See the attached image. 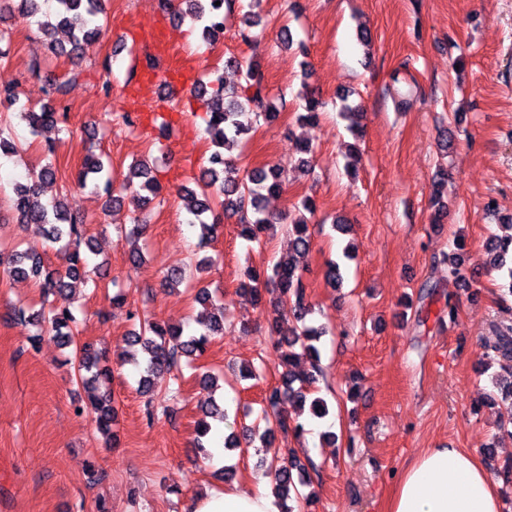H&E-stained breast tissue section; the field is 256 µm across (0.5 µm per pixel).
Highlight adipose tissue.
<instances>
[{"label": "adipose tissue", "mask_w": 512, "mask_h": 512, "mask_svg": "<svg viewBox=\"0 0 512 512\" xmlns=\"http://www.w3.org/2000/svg\"><path fill=\"white\" fill-rule=\"evenodd\" d=\"M187 512H279L266 480L193 499ZM385 512H502L484 464L459 448L423 449L399 475Z\"/></svg>", "instance_id": "ef3b65f1"}]
</instances>
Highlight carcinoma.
<instances>
[{"mask_svg": "<svg viewBox=\"0 0 512 512\" xmlns=\"http://www.w3.org/2000/svg\"><path fill=\"white\" fill-rule=\"evenodd\" d=\"M217 1L224 5V15L232 12L233 0H178L175 6L178 16L186 14L199 24L202 37L209 44L216 40L214 11ZM8 5L10 10L26 18H35L40 13L39 0H8ZM103 13V0H55L54 12L46 14L36 24L38 30L51 38L49 49L53 54L74 60L82 58L86 50L104 36L101 23ZM59 29L68 34V42L52 40V35ZM79 76L80 72L72 68L55 79L51 84L52 97L64 99ZM218 81L219 88L211 94L203 86H197V95L208 97L207 132L213 146L206 159L207 166L202 178L206 179V186L216 189V198L183 187L180 189L183 193L181 200L185 203L188 222L199 228L201 246L209 245L216 237L219 222L213 208L215 204L222 208L223 213L239 217L240 236L244 240L259 244L265 236L278 230V225L264 213L262 201L268 195L280 194L285 179L281 170L274 165H265L240 177L234 159L228 152L238 147L244 136L252 131L253 122L259 121L262 116H270L264 76L257 66L250 65L242 72L239 85L228 86L222 77ZM303 100L305 105L298 120L317 122L320 100L311 92L305 93ZM0 108L6 112L19 113L34 133L58 123L57 113L52 107L44 105L36 110L23 103L10 89L6 90ZM55 179L56 169L53 164H45L29 182L14 187V205L19 223L35 225L42 230L48 242L60 245L65 261L64 271L46 270L41 255L27 250L14 249L7 255L0 251V263L7 264L9 273L14 277L35 279L41 290V310L29 313L23 308L15 309L11 319L17 323L45 328L59 339L62 347L72 348L69 362L77 370L80 383L92 389L100 377L101 355L92 346L76 342L79 330L75 317L65 309L52 307L50 297L62 293L71 294L85 283L82 269L88 265V258L81 254V247H86L92 254L96 252V247L94 239L85 235L82 221L70 212L66 193L50 201H42L44 185ZM75 181L80 186L102 182L109 189L113 185L112 167L102 160V156L89 150L75 173ZM446 185L447 180L441 178L431 187V198L437 206L433 219L436 224L445 209L442 197ZM120 189L137 194L143 191L146 193L144 200L148 203L159 195L161 185L152 175V166L148 161L140 160L128 169ZM143 229L144 225L137 224L125 233L128 257L134 266L141 264L144 258L139 247ZM285 229L292 239L293 253L279 261L270 271L253 269L250 273L249 291L253 299L258 302L264 292L271 290L276 293L282 309L289 314V318L277 319L271 326V338L280 352L281 371L279 382L267 389L263 397L261 420L265 428L256 426L250 429L249 437L259 439L262 447L268 445L276 428L284 433L291 432L297 438L305 434V424L289 416L283 409L285 402L295 403L301 410L308 409L312 418L321 419L330 412L323 398L308 399L307 386L316 381L319 372L320 350L317 343L325 335L322 326L306 324L311 309L305 296L299 259L306 255L311 245L308 221L305 218L295 219L285 225ZM485 255L489 263L502 272V277L508 283L507 291L512 294V265L506 263L507 257H512V234L491 238L486 245ZM196 302L212 310L211 314L200 317V328L196 330L187 331L180 325H165L145 319L139 323V328L130 332L127 339L128 345L133 348L130 360L142 369L139 381L141 393L152 391L156 375L179 370L182 359L201 356L214 337L224 334V317L220 314L223 310L222 302L214 299L206 286L197 289ZM497 326L499 335L488 339L484 349L486 357L499 363L508 373V377L500 380L502 401L507 403L501 429L512 432V323L501 321ZM303 358L307 359L310 371L298 373L295 366ZM91 406L97 428L104 433L110 432L117 418L114 399L110 396H93ZM203 414L204 418L197 426V448L203 447L201 439L210 434L211 421L224 423L228 419L224 407L216 402L210 403ZM269 469L278 496L283 499L295 496L296 505L284 503L282 512H295V509L301 508V504L309 505L313 502L310 494L301 497L299 487L309 482L308 465L294 451H289L288 457L270 464Z\"/></svg>", "mask_w": 512, "mask_h": 512, "instance_id": "1", "label": "carcinoma"}]
</instances>
